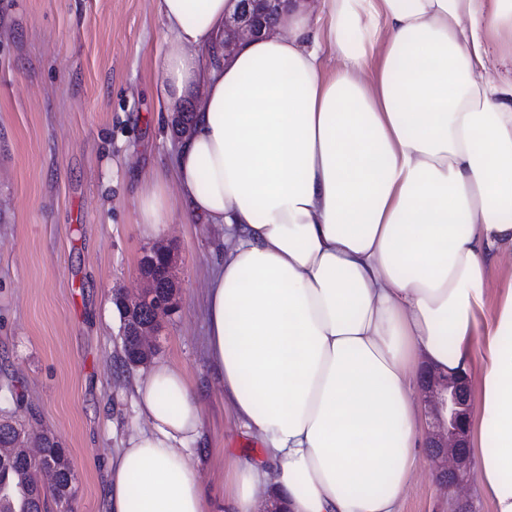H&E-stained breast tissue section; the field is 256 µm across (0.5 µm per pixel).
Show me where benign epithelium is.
<instances>
[{
  "instance_id": "obj_1",
  "label": "benign epithelium",
  "mask_w": 512,
  "mask_h": 512,
  "mask_svg": "<svg viewBox=\"0 0 512 512\" xmlns=\"http://www.w3.org/2000/svg\"><path fill=\"white\" fill-rule=\"evenodd\" d=\"M280 4L281 0H239L236 12L224 19V57H230L241 44L261 36L268 28L266 18L277 12ZM156 256L163 261L165 279L176 284L174 254L168 247L158 245L140 260V291L132 295L118 291L113 296L123 310L122 335L137 339V365L147 363L153 356L154 336L160 322L177 308L175 297L157 295V282L149 270ZM423 395L432 414L427 440L433 463L446 486L460 489L470 481L473 467L467 445L471 410L469 384L463 377L446 378L426 368L423 370Z\"/></svg>"
}]
</instances>
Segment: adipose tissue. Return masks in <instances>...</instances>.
<instances>
[{"instance_id": "ef3b65f1", "label": "adipose tissue", "mask_w": 512, "mask_h": 512, "mask_svg": "<svg viewBox=\"0 0 512 512\" xmlns=\"http://www.w3.org/2000/svg\"><path fill=\"white\" fill-rule=\"evenodd\" d=\"M237 4L158 0L162 97L204 92L177 196L139 201L144 237L176 198L224 231L206 352L263 454L225 462L224 512H403L426 366L471 376L473 486L512 512V0H283L228 59ZM136 394L110 512H209L184 372L156 364Z\"/></svg>"}]
</instances>
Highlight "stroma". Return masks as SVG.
<instances>
[{
  "instance_id": "1",
  "label": "stroma",
  "mask_w": 512,
  "mask_h": 512,
  "mask_svg": "<svg viewBox=\"0 0 512 512\" xmlns=\"http://www.w3.org/2000/svg\"><path fill=\"white\" fill-rule=\"evenodd\" d=\"M164 27L156 0H0V387L29 423L67 448L75 512H108V463L147 422L135 401L146 366L123 361L115 291H137L150 244L137 199L164 175L178 136L162 111ZM221 231L173 215L179 305L154 361L182 367L198 392V478L224 507V460L261 446L224 404L205 353V273ZM430 459L404 512H449Z\"/></svg>"
}]
</instances>
